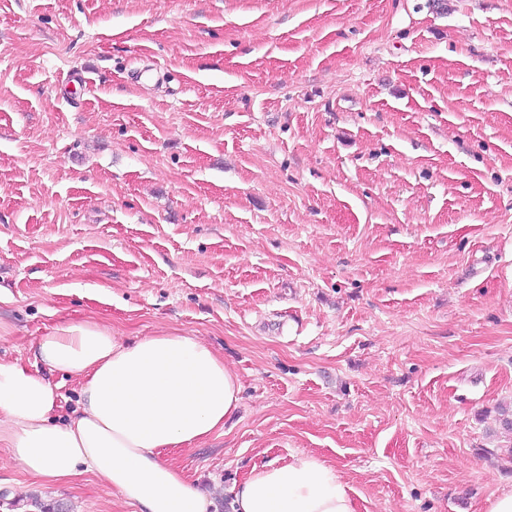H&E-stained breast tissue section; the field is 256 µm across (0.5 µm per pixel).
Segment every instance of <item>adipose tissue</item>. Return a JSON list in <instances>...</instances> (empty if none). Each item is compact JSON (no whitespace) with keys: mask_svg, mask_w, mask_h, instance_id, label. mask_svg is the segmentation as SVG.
I'll return each instance as SVG.
<instances>
[{"mask_svg":"<svg viewBox=\"0 0 512 512\" xmlns=\"http://www.w3.org/2000/svg\"><path fill=\"white\" fill-rule=\"evenodd\" d=\"M36 355L80 381L71 417L58 394L18 362H0V440L34 478L61 483L85 470L139 512H212L215 502L170 462L223 429L238 406L235 373L206 343L178 332L119 341L82 321L40 338ZM231 512H357L351 488L310 456L253 469L232 488Z\"/></svg>","mask_w":512,"mask_h":512,"instance_id":"adipose-tissue-1","label":"adipose tissue"}]
</instances>
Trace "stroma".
Returning <instances> with one entry per match:
<instances>
[{
	"instance_id": "obj_1",
	"label": "stroma",
	"mask_w": 512,
	"mask_h": 512,
	"mask_svg": "<svg viewBox=\"0 0 512 512\" xmlns=\"http://www.w3.org/2000/svg\"><path fill=\"white\" fill-rule=\"evenodd\" d=\"M0 0V362L177 331L237 376L167 458L229 512L314 456L358 512L512 493V0ZM137 512L0 443V512Z\"/></svg>"
}]
</instances>
